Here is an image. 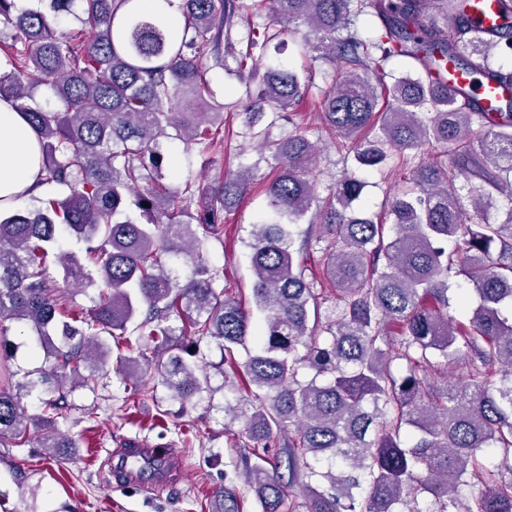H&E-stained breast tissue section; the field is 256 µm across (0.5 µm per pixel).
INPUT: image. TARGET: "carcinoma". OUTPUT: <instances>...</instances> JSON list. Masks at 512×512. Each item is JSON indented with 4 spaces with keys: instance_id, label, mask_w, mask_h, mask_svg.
I'll return each mask as SVG.
<instances>
[{
    "instance_id": "carcinoma-1",
    "label": "carcinoma",
    "mask_w": 512,
    "mask_h": 512,
    "mask_svg": "<svg viewBox=\"0 0 512 512\" xmlns=\"http://www.w3.org/2000/svg\"><path fill=\"white\" fill-rule=\"evenodd\" d=\"M44 2L15 12V0H0V98L27 117L41 148L34 208L0 210V447L37 432L49 453L78 447L56 429L65 383L96 391L111 343L131 332L136 345L117 367L134 386L154 367L184 404L212 398V369L242 379L243 392L224 398V420L251 442L240 464L260 512H512V316L502 314L512 312V206L491 218L499 199L512 203V101L483 112L430 79L449 61L511 88L512 68L494 57L512 54V0H495L501 23L485 32L471 21L477 0H182L180 24L136 0ZM362 15L379 19V37L350 34ZM61 16L80 27L58 32ZM284 35L299 39L301 74L265 64ZM209 57L239 82H259L242 136L276 165L249 242L257 324L224 296V267L204 256L223 240L224 211L248 193L251 167L181 189L163 172L173 137L202 156L224 145ZM396 57L409 70H386ZM323 59L333 75L320 89L321 124L359 165L399 176L387 199L391 237L354 208L364 183L352 169L321 194L315 147L293 113ZM41 87L54 107L37 102ZM284 120L288 133L272 138ZM430 146L445 160H423ZM298 224L326 241V288L306 279ZM66 233L96 273L62 248ZM52 254L64 283L95 292L90 309L61 294ZM177 259L192 265L183 281ZM452 276L473 286L477 305L449 294ZM7 321L26 326L46 356L21 382L2 363ZM187 337L215 341L220 362L196 359ZM433 358L465 362V381H433ZM44 388L53 396L32 415L23 398ZM211 512H243L236 485L216 493Z\"/></svg>"
}]
</instances>
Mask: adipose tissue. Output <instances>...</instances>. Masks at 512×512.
<instances>
[{
    "instance_id": "adipose-tissue-1",
    "label": "adipose tissue",
    "mask_w": 512,
    "mask_h": 512,
    "mask_svg": "<svg viewBox=\"0 0 512 512\" xmlns=\"http://www.w3.org/2000/svg\"><path fill=\"white\" fill-rule=\"evenodd\" d=\"M38 138L25 116L0 99V210L15 208L39 170Z\"/></svg>"
}]
</instances>
